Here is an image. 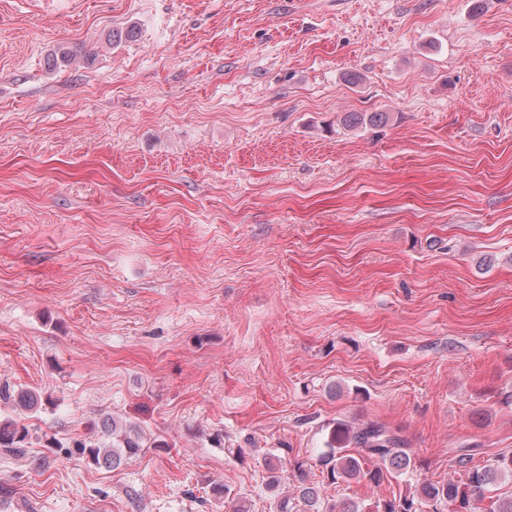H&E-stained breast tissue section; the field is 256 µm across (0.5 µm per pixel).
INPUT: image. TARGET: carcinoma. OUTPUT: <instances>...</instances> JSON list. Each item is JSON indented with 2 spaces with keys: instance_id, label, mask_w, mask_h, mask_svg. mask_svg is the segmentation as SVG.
Returning <instances> with one entry per match:
<instances>
[{
  "instance_id": "cac0c4a2",
  "label": "carcinoma",
  "mask_w": 512,
  "mask_h": 512,
  "mask_svg": "<svg viewBox=\"0 0 512 512\" xmlns=\"http://www.w3.org/2000/svg\"><path fill=\"white\" fill-rule=\"evenodd\" d=\"M386 112L361 114L350 112L343 122L348 126H381L387 123ZM0 401H10L19 410H33L41 405V396L31 390H17L0 386ZM101 436L93 440H76L73 447L94 464L117 466L124 458L139 455L145 448L140 432L133 426L124 429L107 419L101 420ZM29 429L16 418H0V452L24 455ZM327 451L320 462L331 484L338 481L367 480L379 487L393 473H412L421 463L408 452L407 440L399 431L378 422L357 426L336 422L325 441ZM453 467L461 477L446 483L423 482L397 496L377 498L369 504L348 499L333 500L322 497L320 489L307 481L304 464H292L297 486L294 492L281 495L275 503V512H477L476 503L484 493L505 476L512 477V452L499 453L489 463L473 465L470 454H459L452 459Z\"/></svg>"
}]
</instances>
